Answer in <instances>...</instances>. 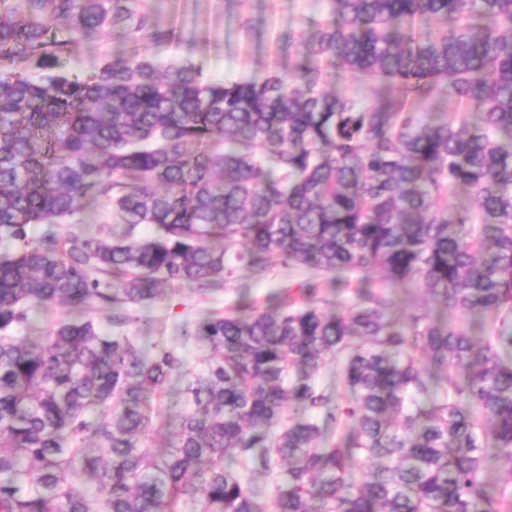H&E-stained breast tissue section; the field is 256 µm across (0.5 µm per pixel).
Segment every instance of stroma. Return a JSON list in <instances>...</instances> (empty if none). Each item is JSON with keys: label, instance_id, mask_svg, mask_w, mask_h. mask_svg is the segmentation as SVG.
I'll return each mask as SVG.
<instances>
[{"label": "stroma", "instance_id": "obj_1", "mask_svg": "<svg viewBox=\"0 0 512 512\" xmlns=\"http://www.w3.org/2000/svg\"><path fill=\"white\" fill-rule=\"evenodd\" d=\"M320 15L318 0H163L156 23L182 30L195 49L161 46L154 54L163 63L192 56L208 77L227 82L269 74L285 76L294 61L285 44L287 34H299L304 20ZM236 300L235 288L229 287L216 294L180 302L164 300L144 308L140 316L151 327L141 331L140 342L149 346L171 339L183 321L210 310L228 312Z\"/></svg>", "mask_w": 512, "mask_h": 512}]
</instances>
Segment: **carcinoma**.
<instances>
[{
    "label": "carcinoma",
    "mask_w": 512,
    "mask_h": 512,
    "mask_svg": "<svg viewBox=\"0 0 512 512\" xmlns=\"http://www.w3.org/2000/svg\"><path fill=\"white\" fill-rule=\"evenodd\" d=\"M325 2L288 78L233 82L156 60L191 44L156 0L0 10V512H512L485 475L512 470V0ZM116 29L128 49L70 65ZM347 77L378 100L328 91ZM97 200L116 224L69 229ZM275 266L354 302L311 278L262 310L237 274ZM374 269L423 287L405 319ZM233 283L234 311L134 336L162 286ZM153 413H152V419H153V431H154V439L157 446H160L162 448L164 444L167 441V438L169 436L170 428L168 426V420L169 415L174 410V399H170L165 408V400L162 399L158 401V399H155L153 402Z\"/></svg>",
    "instance_id": "1"
}]
</instances>
